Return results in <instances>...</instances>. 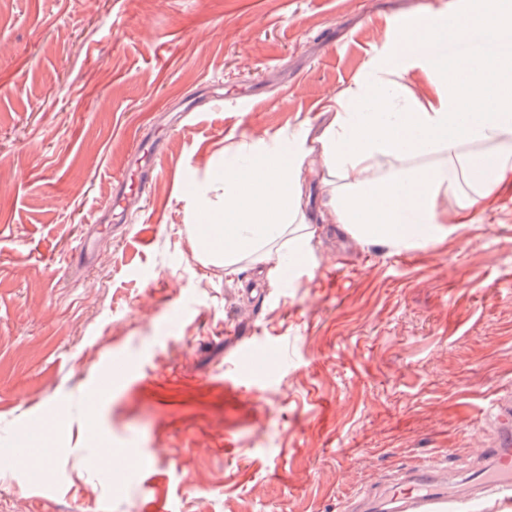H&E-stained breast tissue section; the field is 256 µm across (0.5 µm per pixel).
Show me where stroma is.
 Wrapping results in <instances>:
<instances>
[{
	"label": "stroma",
	"mask_w": 512,
	"mask_h": 512,
	"mask_svg": "<svg viewBox=\"0 0 512 512\" xmlns=\"http://www.w3.org/2000/svg\"><path fill=\"white\" fill-rule=\"evenodd\" d=\"M467 2L0 0V448L45 418L54 449L48 482L30 451L0 464V512H343L421 461L475 465L512 392V187L401 250L322 222L308 176L307 262L272 279L190 232L244 144L319 127L370 61L407 66L385 27ZM152 138L155 178L113 207ZM104 435L145 467L93 465Z\"/></svg>",
	"instance_id": "stroma-1"
}]
</instances>
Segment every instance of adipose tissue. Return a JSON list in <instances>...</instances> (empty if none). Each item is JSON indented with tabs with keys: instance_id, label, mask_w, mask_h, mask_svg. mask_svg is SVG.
I'll use <instances>...</instances> for the list:
<instances>
[{
	"instance_id": "ef3b65f1",
	"label": "adipose tissue",
	"mask_w": 512,
	"mask_h": 512,
	"mask_svg": "<svg viewBox=\"0 0 512 512\" xmlns=\"http://www.w3.org/2000/svg\"><path fill=\"white\" fill-rule=\"evenodd\" d=\"M444 30L418 24L400 37L407 58L430 76L422 92L405 83L406 69L371 63L363 79L324 106L314 134L289 149L257 140L220 180L224 206L197 203L195 245L207 261L234 271L239 256L282 268L301 254L307 229L301 204L302 164L329 181L328 223L367 242L411 249L472 223L512 184V96L489 101L494 74H512V55L480 49L455 58L430 52ZM450 208H440V201ZM291 235L288 250L277 241Z\"/></svg>"
}]
</instances>
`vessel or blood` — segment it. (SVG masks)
Wrapping results in <instances>:
<instances>
[{
	"mask_svg": "<svg viewBox=\"0 0 512 512\" xmlns=\"http://www.w3.org/2000/svg\"><path fill=\"white\" fill-rule=\"evenodd\" d=\"M502 423L496 437L486 438L480 464L459 474L436 463H425L405 472L400 483L359 493L348 512H450L452 505L467 499L512 502V397L499 399L491 409Z\"/></svg>",
	"mask_w": 512,
	"mask_h": 512,
	"instance_id": "obj_1",
	"label": "vessel or blood"
}]
</instances>
